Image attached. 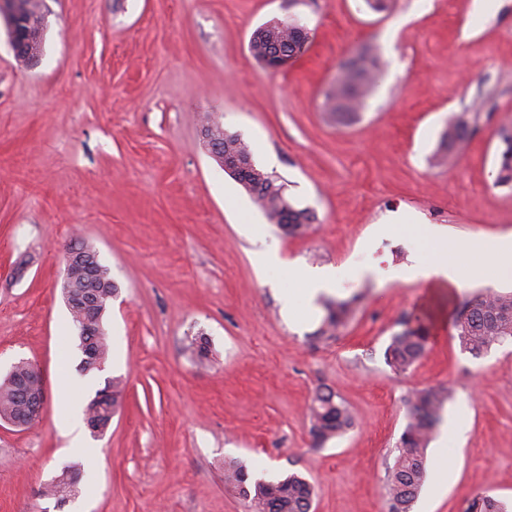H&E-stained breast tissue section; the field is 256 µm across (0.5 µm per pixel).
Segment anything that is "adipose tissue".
Wrapping results in <instances>:
<instances>
[{
    "label": "adipose tissue",
    "mask_w": 512,
    "mask_h": 512,
    "mask_svg": "<svg viewBox=\"0 0 512 512\" xmlns=\"http://www.w3.org/2000/svg\"><path fill=\"white\" fill-rule=\"evenodd\" d=\"M434 249L431 255L412 266L410 274L414 280L423 282L434 290L451 291L463 288L469 280L483 278L488 269L499 274L512 275V235L492 239L474 238L464 243V251L471 262L466 275H459L453 257L448 252V240L434 234Z\"/></svg>",
    "instance_id": "adipose-tissue-1"
}]
</instances>
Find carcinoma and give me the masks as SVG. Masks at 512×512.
Here are the masks:
<instances>
[{
	"label": "carcinoma",
	"instance_id": "1",
	"mask_svg": "<svg viewBox=\"0 0 512 512\" xmlns=\"http://www.w3.org/2000/svg\"><path fill=\"white\" fill-rule=\"evenodd\" d=\"M308 31L296 24L269 20L253 31L249 50L253 58L270 66L268 54L276 49L282 57L275 67L288 65L305 50ZM381 76L378 56L363 47L338 66L336 77L325 93V105L344 125L352 122L363 109L369 94ZM473 133L470 118L452 116L441 134L440 148L433 155L436 165L447 163L469 140ZM204 136L210 138L213 153L218 158H233L239 167L235 180L252 196L269 220L280 225L289 234H299L308 227L311 214L286 196L283 185L272 175L255 165L248 145L238 135L229 133L218 124H207ZM495 184L512 187V135L502 137ZM116 291L112 282L103 288L93 284L74 290L68 307L72 322L78 331L82 359L79 370L90 373L106 362L109 353L107 334H94L95 326L103 323V316ZM363 295L355 293L347 298L327 297L321 300L323 317L315 336L331 339L347 328L354 318ZM401 329L392 337L384 357L395 372L409 370L423 355L428 343V331L421 323L404 318ZM454 329L461 348L478 358L495 344L512 340V292L481 291L468 299L454 318ZM31 364L21 361L0 380V416L9 417L31 412L23 399ZM124 386L114 378L87 404L85 416L107 427L120 406ZM451 399L447 386L417 390L408 399L407 423L394 448L393 463L387 467L388 512H411L426 476V449ZM309 432L316 445L322 446L343 436L354 425V418L342 399L331 390L316 393L310 407ZM225 479L231 483L249 504L251 512H310L313 489L303 477L293 473L279 479H250L236 462L224 464ZM79 493V469L65 467L50 487V494L60 500ZM469 512H508L507 505L492 495L485 494L472 501Z\"/></svg>",
	"mask_w": 512,
	"mask_h": 512
}]
</instances>
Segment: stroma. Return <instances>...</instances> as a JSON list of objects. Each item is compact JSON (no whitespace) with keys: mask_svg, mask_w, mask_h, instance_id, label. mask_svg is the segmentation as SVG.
<instances>
[{"mask_svg":"<svg viewBox=\"0 0 512 512\" xmlns=\"http://www.w3.org/2000/svg\"><path fill=\"white\" fill-rule=\"evenodd\" d=\"M40 56L15 57L0 20V378L20 361L45 401L24 427L0 421V512H249L224 484L296 473L313 512H388L385 474L415 390H453L427 450L447 486L423 484L412 512H466L489 493L512 502V341L482 357L452 326L489 275L454 295L409 276L432 230L451 241L512 233V189L495 186L501 129L512 128V0H45ZM310 41L270 70L248 50L270 19ZM377 50L383 76L358 121L336 126L322 102L338 63ZM475 119L451 166L429 160L451 115ZM237 134L258 168L313 214L288 236L217 164L205 122ZM93 245L117 293L111 350L79 376L82 354L60 292L73 240ZM288 264L334 267L337 297L363 293L338 338L314 333L321 305L284 314ZM427 314L429 341L395 373L384 351L399 320ZM204 334L210 361L188 339ZM126 397L95 448L76 504L48 485L80 455L64 434L108 380ZM327 388L351 409L342 437L314 446L309 405Z\"/></svg>","mask_w":512,"mask_h":512,"instance_id":"1","label":"stroma"}]
</instances>
